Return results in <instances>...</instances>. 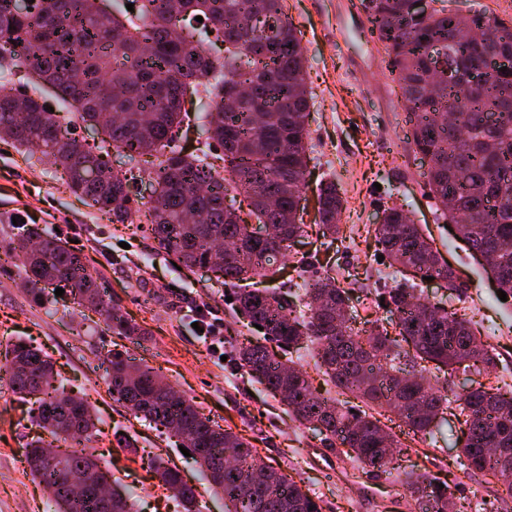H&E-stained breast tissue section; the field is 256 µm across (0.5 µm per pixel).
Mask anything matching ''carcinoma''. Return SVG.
<instances>
[{
	"instance_id": "cac0c4a2",
	"label": "carcinoma",
	"mask_w": 512,
	"mask_h": 512,
	"mask_svg": "<svg viewBox=\"0 0 512 512\" xmlns=\"http://www.w3.org/2000/svg\"><path fill=\"white\" fill-rule=\"evenodd\" d=\"M134 12L113 14L100 0H31L24 10L0 0V75H28L32 93L21 94L0 79V139L39 153L44 170L60 175L68 191L113 224L141 215L159 248L188 268L209 267L233 292L246 327H263L262 337L239 333L237 364L273 395L296 421L325 436L331 448L368 470L396 460L398 441L371 414L353 413L331 396L350 394L399 419L413 433L426 431L445 409L461 429L462 464L507 484L512 497V391L483 384L448 402L423 363L436 368L494 366L489 346L478 341L470 321L439 304L424 302L414 284L399 283L376 294L397 317L395 334L383 325L360 335L338 322L349 292L335 279L318 277L281 294L246 282L273 278L278 257L308 234L303 216L305 139L310 92L301 41L285 14V0H131ZM369 33L385 49L388 66L414 116L411 138L428 159L427 184L441 215L455 226L470 252L492 257L489 272L512 295V69L492 75L465 107L448 82L430 97L431 43L452 52L453 72L476 68L491 55L512 63V24L473 15L450 18L436 9L414 17L408 0H359ZM200 16L203 21L195 20ZM252 17L263 28L246 26ZM483 24L479 42L454 41L455 32ZM224 46L215 62L211 47ZM66 105L50 111L44 92ZM205 95L210 139L222 149L204 162L193 153L167 150L192 113L186 104ZM105 122L101 145L91 149L71 136L80 124ZM143 166L118 170L112 155ZM147 176L154 196L132 195ZM244 192L247 217L268 229L255 235L227 198ZM343 199L332 182L320 184L314 224L336 237ZM376 225L380 251L399 269L444 280L461 292L453 268L401 206L382 210ZM0 257L23 275L26 293L44 304L45 288L69 293L100 315L112 333L148 335L106 298L102 282L67 242L37 224L18 223L0 239ZM307 343L329 389L311 388L305 372L273 351ZM4 372L15 393L36 397L31 423L44 431L26 444L25 460L48 494L52 512H103L99 482L108 470L84 448L98 432V417L85 400L52 382L54 362L40 348L15 342L5 349ZM405 360L404 366L395 361ZM112 398L178 438L224 496V512H321L309 491L264 462L244 437L201 413L195 404L148 367L119 354L108 356ZM160 481L194 512L197 490L162 457L151 461ZM80 471L77 490L60 473ZM424 473L409 481L419 512H461L449 486Z\"/></svg>"
}]
</instances>
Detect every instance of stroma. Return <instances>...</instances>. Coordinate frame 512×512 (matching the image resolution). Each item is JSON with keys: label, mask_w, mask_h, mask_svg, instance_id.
Instances as JSON below:
<instances>
[{"label": "stroma", "mask_w": 512, "mask_h": 512, "mask_svg": "<svg viewBox=\"0 0 512 512\" xmlns=\"http://www.w3.org/2000/svg\"><path fill=\"white\" fill-rule=\"evenodd\" d=\"M358 0H286L285 12L300 33L311 93L306 140L307 197L317 186L334 182L344 199L341 240L309 234L296 253L328 247L331 276L351 291L350 313L364 322L362 297L387 288L400 273L378 262L374 228L383 208L400 205L416 223L427 226L433 246L455 269L465 294L448 291L441 279L418 280L417 293L466 315L475 334L490 344L495 367L446 370L438 381L449 395L478 384L500 382L512 388V297L500 300L487 277L453 229L440 218L430 198L427 167L409 136L400 90L388 72V57L367 32ZM57 230L91 271L101 277L112 303L119 305L147 336L130 339L108 331L99 315L83 312L70 298L46 288V305L34 304L22 279L0 261V350L23 340L41 347L55 361L58 380L86 399L100 417L101 434L87 442L109 469L115 487L129 495L137 512H183L171 492L149 470L156 455L169 458L197 489L199 512H224V499L209 487L195 462L174 438L159 432L108 392V351L149 366L200 411L231 427L259 449L265 462L280 468L323 503V512H414L405 489L407 473L430 472L449 483L461 503L494 502L498 512H512L501 481L464 470L450 432V413L440 414L432 433L413 434L394 427L402 451L393 471L363 474L322 435L297 425L280 399L236 371L232 345L215 353L199 332L210 312L224 319L225 336L242 330L227 293L214 273L181 265L159 249L149 224H114L84 205L41 165L26 162L11 142L0 141V234L11 233V218ZM29 400L0 380V512H46L43 487L25 462V445L36 429L29 420ZM131 438L135 451L117 447L114 432Z\"/></svg>", "instance_id": "stroma-1"}]
</instances>
